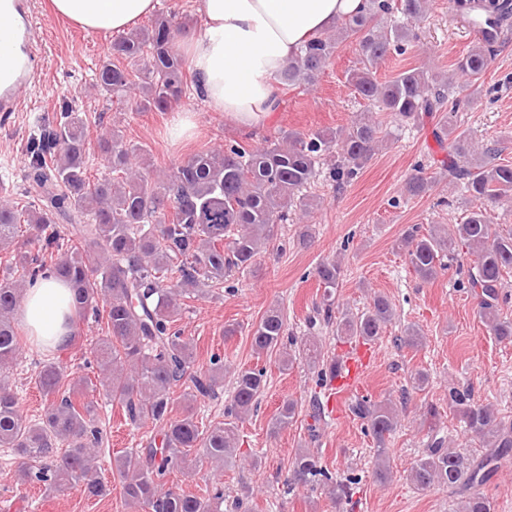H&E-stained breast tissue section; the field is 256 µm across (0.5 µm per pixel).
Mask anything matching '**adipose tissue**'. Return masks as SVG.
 <instances>
[{
    "instance_id": "ef3b65f1",
    "label": "adipose tissue",
    "mask_w": 512,
    "mask_h": 512,
    "mask_svg": "<svg viewBox=\"0 0 512 512\" xmlns=\"http://www.w3.org/2000/svg\"><path fill=\"white\" fill-rule=\"evenodd\" d=\"M203 33L181 39L197 93L211 111L242 126L274 112L275 77L304 41L350 16L367 0H194ZM157 0H52L57 15L84 29L119 31L153 13ZM71 295L50 279L27 291L21 316L37 348L65 349L72 330L65 318Z\"/></svg>"
}]
</instances>
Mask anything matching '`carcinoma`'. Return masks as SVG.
Masks as SVG:
<instances>
[{
  "label": "carcinoma",
  "instance_id": "cac0c4a2",
  "mask_svg": "<svg viewBox=\"0 0 512 512\" xmlns=\"http://www.w3.org/2000/svg\"><path fill=\"white\" fill-rule=\"evenodd\" d=\"M482 2L487 15H476V23L504 25L512 17L507 0ZM427 8L428 0H368L366 12L346 20L336 35L322 33L306 42L277 81L284 87L314 84L339 44L350 38L360 67L349 73L348 81L358 96L405 123L443 113L434 132L439 144H448L443 171L476 207L444 235L435 224L425 233L410 225L401 243L413 273L424 281L453 268L462 251L474 255L459 287L478 298L491 334L510 341L512 320L502 316L501 306L509 300L505 276L512 272V233L492 231L485 205L512 195V164L499 161L493 146L473 142L455 121L461 100L481 97V79L496 43L480 41L457 59L455 72L465 77L463 83L452 77L430 79L420 67L405 68L384 82L372 76L371 68L391 51H403L413 24ZM396 13L402 22L386 29L384 20ZM182 29L183 22L171 11L149 28L113 39L95 75L96 86L109 96L134 88L135 110L168 111L188 87L187 62L176 46ZM128 59L146 65L134 73L121 65ZM251 139L249 135L194 154L152 179L133 166L135 156L113 131L98 140L108 173L93 180L85 122L67 107L28 142L26 181L32 202L22 207L0 204V245L21 239L0 281V369L21 352L13 316L23 287L46 273L65 282L73 292L74 316L105 324L106 335L92 348L100 385L131 424L148 421L158 428L142 448L116 459L123 500L133 512H215L213 501L224 500L223 487H216L209 500L168 488L165 478L193 449L211 460L232 454L238 422L257 406L267 385L264 369H239L231 401L224 406V422L202 426L198 405L216 398L223 387L224 358L213 355L208 367L196 365L193 339L177 328L183 298L224 287V277L233 271L253 272L261 247L273 240L274 224L288 220L289 208L306 206L302 189L320 166L334 159L330 177L341 188L358 177L383 142L381 125L368 112L344 130L283 133L263 138L262 146ZM432 184L418 168L405 181L404 191L416 197ZM315 275L323 294L301 338L286 335V319L277 305L268 307L250 330L254 351H278L283 371L296 361L281 350L288 343L298 341L304 355L317 357L323 322L336 321V332L346 341L369 344L393 319L392 302L381 294L359 313L334 316L341 265L323 262ZM60 380L59 364L43 361L36 384L49 407L36 422L23 417L13 387L0 383V447L12 448L22 458L25 481L57 495L79 485L87 495L103 497L107 486L97 477L95 459L104 436L89 385L80 378L66 393ZM177 386L184 391L175 398L171 389ZM349 410L376 441L375 475L387 481L386 442L399 423L395 409L388 402L361 397ZM448 410L466 432L482 439L486 452L470 458L447 446L446 437L436 436L410 477L421 490L438 485L463 495L460 512H492L482 487L498 472L499 460L512 453V426L498 418L492 405L475 401L467 386L448 388ZM294 416V403H283L272 430L288 426ZM293 476L298 484L322 486L339 505L352 501V480H336L309 451L295 454Z\"/></svg>",
  "mask_w": 512,
  "mask_h": 512
}]
</instances>
